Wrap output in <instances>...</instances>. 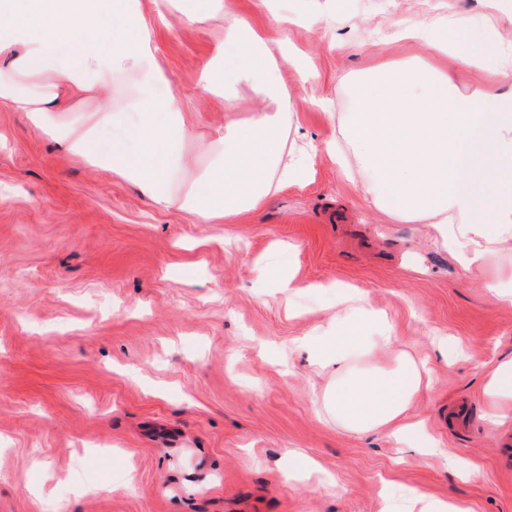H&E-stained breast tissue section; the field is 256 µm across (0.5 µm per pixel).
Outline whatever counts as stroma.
<instances>
[{"label": "stroma", "instance_id": "stroma-1", "mask_svg": "<svg viewBox=\"0 0 512 512\" xmlns=\"http://www.w3.org/2000/svg\"><path fill=\"white\" fill-rule=\"evenodd\" d=\"M182 111L187 152L206 166L224 100L248 120L277 109L254 85L205 93L224 69L220 4L203 23L135 0ZM291 23L258 25L316 67L282 63L291 138L316 146L312 174L257 215L193 223L107 169L90 168L0 108V512H384L416 491L473 512H512V417L489 419L485 385L512 356V301L433 244L430 225L391 223L325 143L341 137L363 73L423 62L448 69L397 24L491 18L512 47V0H272ZM331 99L333 114L317 109ZM297 244L288 253L287 243ZM294 267L298 288L274 287ZM330 283L363 290L431 386L406 413L441 455L386 433L358 435L322 410L330 375L291 355L336 315ZM448 337L449 355L433 344ZM297 450L298 459L288 457Z\"/></svg>", "mask_w": 512, "mask_h": 512}]
</instances>
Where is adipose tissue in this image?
<instances>
[{"mask_svg": "<svg viewBox=\"0 0 512 512\" xmlns=\"http://www.w3.org/2000/svg\"><path fill=\"white\" fill-rule=\"evenodd\" d=\"M27 3L22 10L16 0H0V51L24 48L0 73V106L26 113L89 166L108 167L158 205L181 203L201 223L236 220L308 180L316 149L284 144L291 96L255 30L254 14L266 0H224L230 26L221 81L252 83L280 110L254 111L244 124L228 118L212 164L193 175L185 150L189 118L175 95L159 98L142 87L129 111L111 109L116 73L145 69L155 82L167 81L146 20L125 0ZM500 44L492 29L449 22L428 48L466 68L493 67L497 82L468 92L452 71L416 64L373 71L357 82L343 139L331 146L365 201L391 221L430 224L435 242L473 276L484 275L499 246L512 240V57L500 54ZM63 91H93L102 103L78 122L50 115ZM351 154L357 165L349 164ZM337 306L334 323L317 340L297 345L336 379L324 393L327 410L351 432L387 428L399 443L435 454L434 438L399 422L417 383L428 378L425 365L406 357L393 372L364 366L365 357L394 345L395 332L359 289L339 291Z\"/></svg>", "mask_w": 512, "mask_h": 512, "instance_id": "1", "label": "adipose tissue"}]
</instances>
